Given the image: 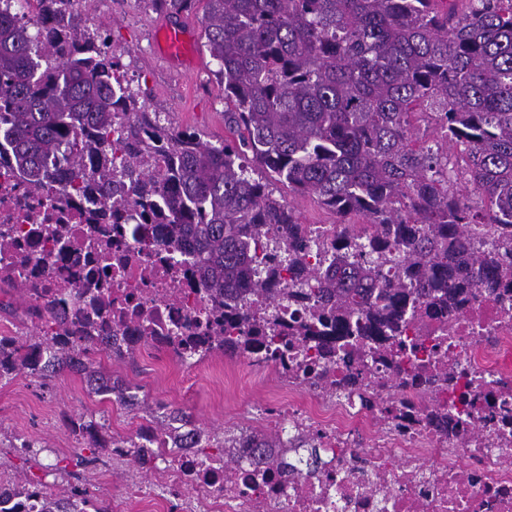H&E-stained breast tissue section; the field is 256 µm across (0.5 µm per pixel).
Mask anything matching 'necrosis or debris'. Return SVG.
<instances>
[{
  "mask_svg": "<svg viewBox=\"0 0 512 512\" xmlns=\"http://www.w3.org/2000/svg\"><path fill=\"white\" fill-rule=\"evenodd\" d=\"M118 191V213H102L90 194L35 190L0 157V275L27 286L35 302L54 297L73 311L93 291L102 304L95 336L110 353L131 337L188 368H223L211 327L221 299L205 294L188 254L159 246L162 227L143 223ZM257 329L276 331L294 349L273 361L280 404L266 427L301 436L320 465L313 476L286 475L275 458L296 448H260L245 432L223 454L204 458L174 447L147 422L120 438L113 460L144 453L154 478L132 479L146 512H512V292H476L446 318L412 321L425 340L421 359L452 368L454 389L412 385L405 351L358 336L323 339L307 303L246 294Z\"/></svg>",
  "mask_w": 512,
  "mask_h": 512,
  "instance_id": "necrosis-or-debris-1",
  "label": "necrosis or debris"
}]
</instances>
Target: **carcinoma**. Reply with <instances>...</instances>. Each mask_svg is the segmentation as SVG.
Listing matches in <instances>:
<instances>
[{
    "label": "carcinoma",
    "mask_w": 512,
    "mask_h": 512,
    "mask_svg": "<svg viewBox=\"0 0 512 512\" xmlns=\"http://www.w3.org/2000/svg\"><path fill=\"white\" fill-rule=\"evenodd\" d=\"M62 2L37 0L33 33L0 11V144L34 189L65 175L110 212L112 177L128 180L147 223L170 227L159 244L193 249L226 308L245 288L313 298L322 323L340 330L356 314L381 334L409 312L443 318L474 288L512 286V0H465L460 15L435 0H204L237 133L220 147L140 106L116 53L100 51L104 27ZM122 113L133 118L118 131ZM271 178L366 224L336 225L332 263H314ZM454 179L480 204L450 190ZM8 288L53 337L0 338V379L69 369L103 400L145 401L89 357L102 345L95 307L60 315L56 300L36 306L27 287ZM39 488L11 477L5 490ZM75 495L46 492L40 512H77Z\"/></svg>",
    "instance_id": "obj_1"
}]
</instances>
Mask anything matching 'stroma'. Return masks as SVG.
<instances>
[{
    "mask_svg": "<svg viewBox=\"0 0 512 512\" xmlns=\"http://www.w3.org/2000/svg\"><path fill=\"white\" fill-rule=\"evenodd\" d=\"M78 10L109 29L112 47L123 70L140 90V102L147 111L158 113L162 124L175 129H194L202 140L222 145L229 133L224 127V88L216 80L217 64L207 58L206 35L202 24L203 6L184 12L194 25L199 54L204 67L196 74L179 76L163 63L155 50L153 22L159 13L150 0H79ZM98 361L126 382L138 386L150 405L133 412L118 404L91 395L81 375L62 372L53 381L32 378L0 380V466L10 474H26L55 488L78 484L97 497L124 494L136 466L132 462L113 463L111 455L100 452L96 462L77 465L72 447V421L102 414L105 436L132 433L161 408L178 409L195 423L218 431L247 425L261 429L258 410H269L263 391L276 386L273 368L235 361L243 380L229 384L224 375L208 368L174 372L160 370L159 353L141 347L133 361L110 359L98 354ZM25 436L37 444L35 457L17 455L10 447L14 437Z\"/></svg>",
    "mask_w": 512,
    "mask_h": 512,
    "instance_id": "1",
    "label": "stroma"
}]
</instances>
